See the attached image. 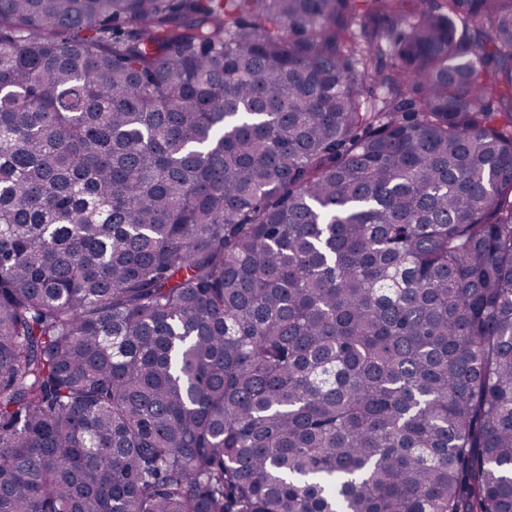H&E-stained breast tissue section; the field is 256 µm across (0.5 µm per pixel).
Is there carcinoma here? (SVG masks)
Masks as SVG:
<instances>
[{"label": "carcinoma", "mask_w": 512, "mask_h": 512, "mask_svg": "<svg viewBox=\"0 0 512 512\" xmlns=\"http://www.w3.org/2000/svg\"><path fill=\"white\" fill-rule=\"evenodd\" d=\"M0 512H512V0H0Z\"/></svg>", "instance_id": "obj_1"}]
</instances>
